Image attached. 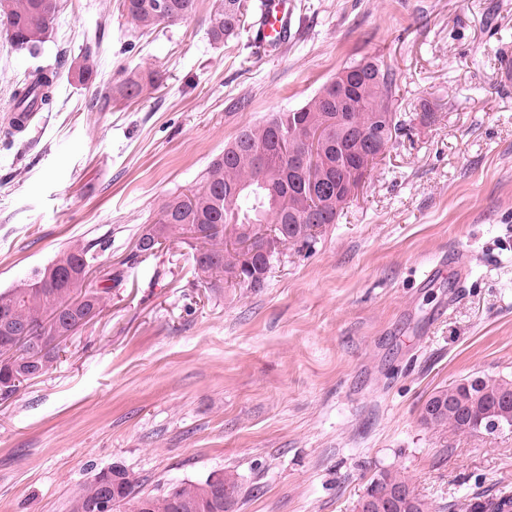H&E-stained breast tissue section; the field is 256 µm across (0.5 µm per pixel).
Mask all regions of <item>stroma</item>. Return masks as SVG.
Segmentation results:
<instances>
[{"mask_svg":"<svg viewBox=\"0 0 512 512\" xmlns=\"http://www.w3.org/2000/svg\"><path fill=\"white\" fill-rule=\"evenodd\" d=\"M214 2L142 30L122 0H59L34 55L0 34V124L18 81L57 73L51 109L0 141V291L97 241L87 287L122 276L42 375L0 395V512H69L114 466L146 492L235 474L236 512H357L384 471L438 512L512 488V433L421 421L436 389L512 377V0H294L279 53L248 30L210 40ZM88 48L85 85L71 65ZM371 58L410 132L311 248L283 246L261 288L197 277L187 234L136 255L162 200L244 127ZM149 70L162 83L144 99L113 95Z\"/></svg>","mask_w":512,"mask_h":512,"instance_id":"obj_1","label":"stroma"}]
</instances>
